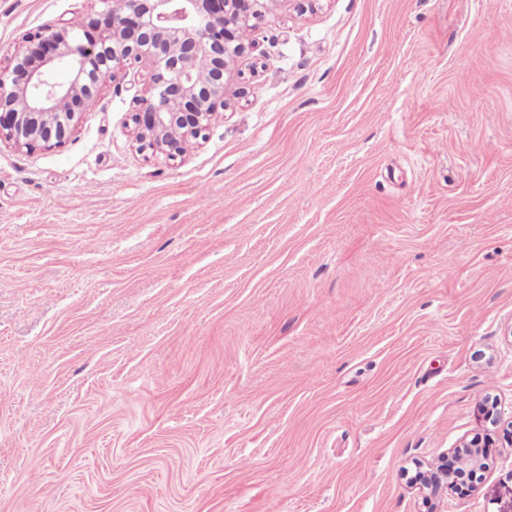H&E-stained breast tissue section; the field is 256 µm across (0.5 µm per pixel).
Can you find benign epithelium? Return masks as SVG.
Returning a JSON list of instances; mask_svg holds the SVG:
<instances>
[{
	"mask_svg": "<svg viewBox=\"0 0 512 512\" xmlns=\"http://www.w3.org/2000/svg\"><path fill=\"white\" fill-rule=\"evenodd\" d=\"M89 24L65 20L25 38L0 66V144L16 149L59 146L89 109L107 70L117 77L140 61L151 66L147 88L133 113L134 141L175 159L224 106L226 82L239 59L253 53L247 33L265 20L264 0H97ZM64 69L68 79L56 80ZM487 434L460 444V462L481 465L477 449L492 446ZM448 467L430 465L416 481L426 512L452 487Z\"/></svg>",
	"mask_w": 512,
	"mask_h": 512,
	"instance_id": "1",
	"label": "benign epithelium"
}]
</instances>
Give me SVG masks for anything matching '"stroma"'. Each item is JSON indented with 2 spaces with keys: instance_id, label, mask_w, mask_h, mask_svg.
<instances>
[{
  "instance_id": "35a3bbf8",
  "label": "stroma",
  "mask_w": 512,
  "mask_h": 512,
  "mask_svg": "<svg viewBox=\"0 0 512 512\" xmlns=\"http://www.w3.org/2000/svg\"><path fill=\"white\" fill-rule=\"evenodd\" d=\"M96 0H0V59ZM186 156L149 65L0 145V512H422L512 420V0H278ZM440 512H512V447ZM419 480L415 485L422 496V504L426 512H440L437 510L436 500L441 496L444 490L454 488L452 483V472H448V467L427 466V469L420 471ZM453 485V486H452Z\"/></svg>"
}]
</instances>
